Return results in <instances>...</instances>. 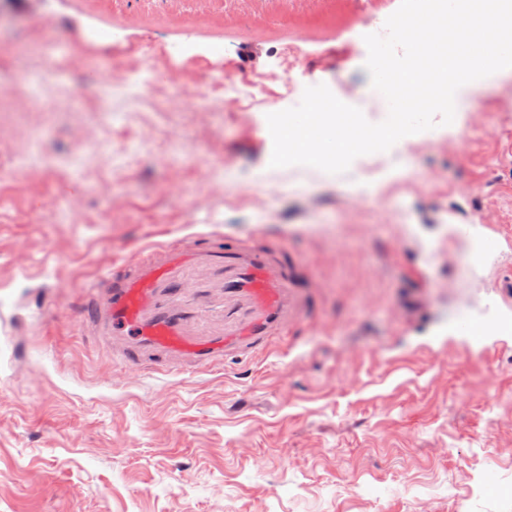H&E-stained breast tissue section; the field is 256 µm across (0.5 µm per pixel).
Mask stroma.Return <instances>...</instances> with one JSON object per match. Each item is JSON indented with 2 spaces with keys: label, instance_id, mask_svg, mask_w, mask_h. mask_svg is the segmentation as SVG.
<instances>
[{
  "label": "stroma",
  "instance_id": "obj_1",
  "mask_svg": "<svg viewBox=\"0 0 512 512\" xmlns=\"http://www.w3.org/2000/svg\"><path fill=\"white\" fill-rule=\"evenodd\" d=\"M399 4L0 0V73L63 77L0 87V512H512V76L332 178L269 166L266 116L306 87L385 119L350 28ZM227 239L287 259V335L125 375L134 336L85 321L90 284L157 251L161 307L218 339ZM15 77V84L23 86L30 96L38 99L43 88L52 80L53 73L39 67H22L17 70Z\"/></svg>",
  "mask_w": 512,
  "mask_h": 512
}]
</instances>
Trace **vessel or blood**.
<instances>
[{
	"mask_svg": "<svg viewBox=\"0 0 512 512\" xmlns=\"http://www.w3.org/2000/svg\"><path fill=\"white\" fill-rule=\"evenodd\" d=\"M225 292L252 308L251 314L233 330L249 339V350L266 348L270 336L283 334L285 320L293 307L288 266L279 258L258 251H246L224 244ZM163 267L144 265L140 275L112 288L106 307L90 304L89 317L105 316L113 327L135 334L139 345L185 353L195 363L208 368L223 362L225 341L197 344L185 339L175 315L153 309L156 288Z\"/></svg>",
	"mask_w": 512,
	"mask_h": 512,
	"instance_id": "b4317fda",
	"label": "vessel or blood"
}]
</instances>
